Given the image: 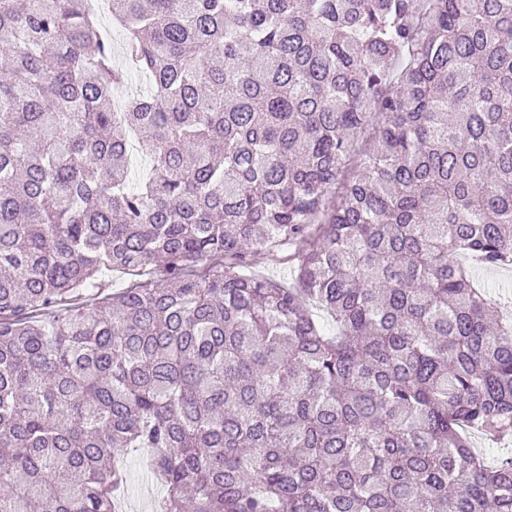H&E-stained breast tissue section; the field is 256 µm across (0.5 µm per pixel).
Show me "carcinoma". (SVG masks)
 <instances>
[{
    "instance_id": "1",
    "label": "carcinoma",
    "mask_w": 512,
    "mask_h": 512,
    "mask_svg": "<svg viewBox=\"0 0 512 512\" xmlns=\"http://www.w3.org/2000/svg\"><path fill=\"white\" fill-rule=\"evenodd\" d=\"M87 2L0 0V512H512V0H109L120 112ZM289 254L288 250H284L274 257L257 255L253 258L251 271L277 281L291 283L295 279L297 271L294 262L289 259ZM164 275V267L162 265H155L149 267L145 272L130 271V272H112L108 274L106 279L112 284V291L116 292L125 288L129 283H148L150 281L161 278ZM471 442H472V447L476 451L482 453L484 456H486L490 460H495L498 457L509 454V453H503V452H506V449L499 448V444H506L509 441L493 440L492 438L485 436L483 434L472 433L471 434ZM144 450L123 449L119 457L124 463L126 473V491L132 498L125 497L124 512H155L157 500L163 495L160 480L143 463Z\"/></svg>"
}]
</instances>
